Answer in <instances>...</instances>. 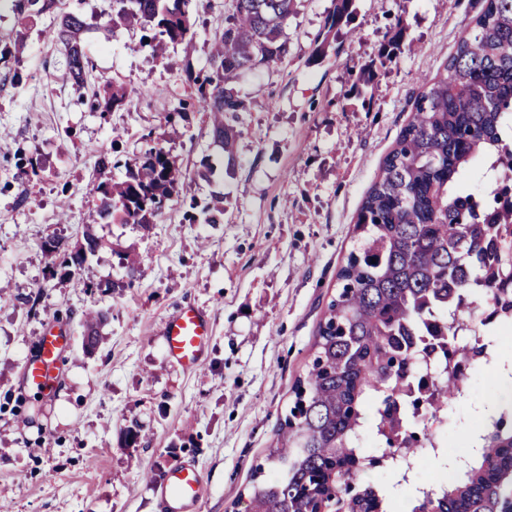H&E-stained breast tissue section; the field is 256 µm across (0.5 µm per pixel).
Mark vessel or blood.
Masks as SVG:
<instances>
[{"label": "vessel or blood", "mask_w": 512, "mask_h": 512, "mask_svg": "<svg viewBox=\"0 0 512 512\" xmlns=\"http://www.w3.org/2000/svg\"><path fill=\"white\" fill-rule=\"evenodd\" d=\"M162 336L171 360L188 370L202 367L211 328L201 309L179 308L168 318ZM63 345L61 330L50 328L39 337L36 354L28 358L24 366V378L29 386L41 391L53 386ZM202 490L203 475L196 466L188 463L172 466L156 489L161 512H185L199 501Z\"/></svg>", "instance_id": "b4317fda"}]
</instances>
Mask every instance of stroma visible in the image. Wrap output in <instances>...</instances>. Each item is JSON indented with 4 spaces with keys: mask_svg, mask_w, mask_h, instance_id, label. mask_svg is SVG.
<instances>
[{
    "mask_svg": "<svg viewBox=\"0 0 512 512\" xmlns=\"http://www.w3.org/2000/svg\"><path fill=\"white\" fill-rule=\"evenodd\" d=\"M335 5L300 0L287 56L240 75L246 110L228 119L238 131L235 167L212 182L198 177L201 160L225 157L208 113L188 101L189 73L207 67L234 0H202L192 41L163 58L130 51L137 30L89 34L80 90L63 79L52 14L0 16V46L12 47L0 62V504L9 512H159L153 486L183 461L205 480L193 512H244L253 470L306 372L358 210L414 97L443 72L481 0H352L349 21L332 29ZM399 24L401 48L380 62L377 49ZM323 40L326 56L312 59ZM366 70L371 79L359 85ZM110 80L131 88L130 99L92 111L93 93ZM182 106L188 121L167 123ZM154 146L186 175L155 224L87 225L94 184L121 177L122 161ZM104 155L115 168L99 170ZM31 158L39 176L21 173ZM217 193L223 223L190 222L191 204ZM87 229L102 246L66 273L46 244H78ZM133 254L140 265L130 279ZM187 305L212 325L195 372L172 361L162 340L167 318ZM92 309L107 321L89 354ZM49 327L69 342L52 389L38 393L23 367ZM488 385L487 370L472 369L467 396L444 409L448 455H467Z\"/></svg>",
    "mask_w": 512,
    "mask_h": 512,
    "instance_id": "1",
    "label": "stroma"
}]
</instances>
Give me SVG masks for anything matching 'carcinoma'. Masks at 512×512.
<instances>
[{
  "instance_id": "1",
  "label": "carcinoma",
  "mask_w": 512,
  "mask_h": 512,
  "mask_svg": "<svg viewBox=\"0 0 512 512\" xmlns=\"http://www.w3.org/2000/svg\"><path fill=\"white\" fill-rule=\"evenodd\" d=\"M19 19L59 11L56 38L66 58L64 77L81 89L88 76L84 51L91 25L62 9L63 0H10ZM196 0H111L104 28L144 31L138 46L155 57L193 37ZM231 22L213 36L208 67L190 85L209 113L214 143L234 163L237 131L225 114L244 110L233 84L257 64H276L288 53V18L297 0H234ZM403 39L397 31L380 46L390 59ZM92 109L110 112L127 99L112 83ZM512 0H485L473 26L456 45L445 73L414 100L411 117L357 214L356 238L339 270V287L320 322L305 377L279 422L268 459L271 475L257 466L246 512H389L381 487L357 477L378 464L360 448L373 430L385 441L390 465L410 468L430 451L408 429L399 432L397 408L428 405L435 417L462 393L464 374L482 354L477 336L458 340L457 328L480 304L491 320L512 311V187L480 220L479 202L464 192L465 178L489 164L512 181ZM119 181L93 187L94 224H153L185 175L160 148L124 165ZM189 221L224 223V195ZM91 231L75 248L48 243L59 266L75 270L95 255ZM104 315L85 320V346L98 343ZM446 353L436 381L420 371L423 355ZM480 451L447 487L421 489L411 512H502L512 498V427L493 418L478 427Z\"/></svg>"
}]
</instances>
